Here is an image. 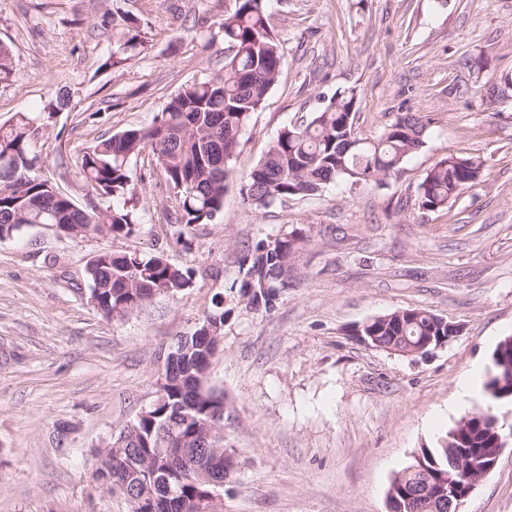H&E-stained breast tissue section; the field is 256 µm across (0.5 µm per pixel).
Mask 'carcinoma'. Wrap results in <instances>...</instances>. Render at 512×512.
<instances>
[{
  "mask_svg": "<svg viewBox=\"0 0 512 512\" xmlns=\"http://www.w3.org/2000/svg\"><path fill=\"white\" fill-rule=\"evenodd\" d=\"M267 0H235L224 15V43L235 48L224 58L221 73L186 86L166 104L147 129H128L98 140L83 152L77 175L90 193L123 201L120 207L79 208L73 199L32 174L34 119L26 112L0 126V238H12L34 226H50L71 238L93 233L131 234L138 187L130 159L151 156L179 212L177 239L197 224H207L222 210L228 162L252 114L263 104L285 64V51L266 8ZM145 36L133 18H123L112 54L103 68L118 71L144 48ZM11 49L0 44V84L11 81ZM355 91L335 93L323 109L300 125L281 130L263 160L241 188L243 200L268 208L296 195H313L337 179L380 183L400 171L404 160L424 144L432 119L405 113L376 137L356 128ZM484 163L476 156L449 153L418 186L420 207L438 211L453 205L465 191L482 182ZM305 237L296 231L261 240L243 251L239 299L251 307L273 308L288 287L295 254ZM91 300L108 318H123L151 295H175L191 287L196 272L170 264L163 255L102 251L86 269ZM231 310L224 295L212 297V310L202 325L211 337L191 334L174 349L173 367L157 378V397L99 452L94 478L106 488L131 498L130 512H159L169 497L176 512H217L210 479L236 468L234 450L224 441V395L207 385L210 344L224 331ZM373 347L415 354L423 336H448V320L415 308L391 312L356 329ZM503 386H498L499 382ZM483 389L495 402H512V380L496 361L484 372ZM502 425L490 409L465 414L433 447L413 452L411 462L392 479L390 512H428L421 493L449 476L459 486L472 471H455L451 461L468 453L480 460L498 448Z\"/></svg>",
  "mask_w": 512,
  "mask_h": 512,
  "instance_id": "cac0c4a2",
  "label": "carcinoma"
}]
</instances>
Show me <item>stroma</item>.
Here are the masks:
<instances>
[{"instance_id": "stroma-1", "label": "stroma", "mask_w": 512, "mask_h": 512, "mask_svg": "<svg viewBox=\"0 0 512 512\" xmlns=\"http://www.w3.org/2000/svg\"><path fill=\"white\" fill-rule=\"evenodd\" d=\"M234 0H0L13 54L0 125L36 115L35 173L82 208L111 207L76 175L87 147L153 124L185 86L220 73V25ZM286 64L229 162L214 221L177 238V203L146 156L132 158L138 226L72 239L45 226L0 241V512H129L93 481L96 453L156 397L178 337L223 293L209 382L224 394V436L239 468L224 512H388L392 478L476 406L512 423V404L456 383L512 336V0H268ZM137 18L144 51L101 65L115 20ZM497 86L490 98L475 88ZM355 90L356 127L379 135L406 112L430 115L423 146L382 183L327 185L266 209L240 187L287 125L335 92ZM65 109L43 110L59 94ZM477 156L485 176L448 209L420 208L417 187L448 153ZM292 229L309 240L299 279L273 309L238 301L247 246ZM161 254L197 272L176 296L121 319L92 303L86 267L99 252ZM425 308L463 331L426 356L359 342L370 318ZM462 512H512V444Z\"/></svg>"}]
</instances>
